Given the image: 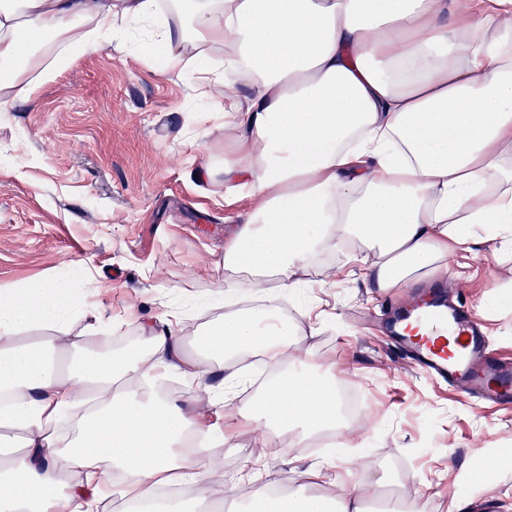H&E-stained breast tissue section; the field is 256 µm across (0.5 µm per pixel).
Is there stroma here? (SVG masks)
Returning <instances> with one entry per match:
<instances>
[{
  "label": "stroma",
  "instance_id": "35a3bbf8",
  "mask_svg": "<svg viewBox=\"0 0 512 512\" xmlns=\"http://www.w3.org/2000/svg\"><path fill=\"white\" fill-rule=\"evenodd\" d=\"M142 31L121 32L106 51H71L56 79L31 102L0 112V290L57 280L67 314L59 343L105 322L136 333L132 312L176 310L195 330L224 278V245L251 207L222 200L194 174V160L224 154L229 133L212 109L223 85L198 97V77L168 72ZM296 292H277L309 335L307 363L333 367L363 400L353 447L268 448L263 428L225 440L231 474L257 466L266 482L302 490L300 472L337 459L416 491L421 512H446L471 498L461 470H478V449H512V411L480 409L466 395L408 366L380 325L393 303L443 287L481 319L494 348L512 359V247L496 242L454 251L446 273L378 294L360 263L326 255L301 274Z\"/></svg>",
  "mask_w": 512,
  "mask_h": 512
}]
</instances>
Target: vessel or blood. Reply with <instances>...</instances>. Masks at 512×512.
<instances>
[{
	"mask_svg": "<svg viewBox=\"0 0 512 512\" xmlns=\"http://www.w3.org/2000/svg\"><path fill=\"white\" fill-rule=\"evenodd\" d=\"M387 330L418 369L460 387L479 404L512 405V363L493 356L488 336L464 308L445 307L427 292L395 309Z\"/></svg>",
	"mask_w": 512,
	"mask_h": 512,
	"instance_id": "b4317fda",
	"label": "vessel or blood"
}]
</instances>
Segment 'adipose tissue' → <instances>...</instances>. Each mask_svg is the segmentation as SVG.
Segmentation results:
<instances>
[{
	"label": "adipose tissue",
	"mask_w": 512,
	"mask_h": 512,
	"mask_svg": "<svg viewBox=\"0 0 512 512\" xmlns=\"http://www.w3.org/2000/svg\"><path fill=\"white\" fill-rule=\"evenodd\" d=\"M512 0H0V112L54 78L46 39L103 50L116 22L162 26L153 44L168 71L198 73L201 99L230 73L224 125L234 135L198 175L252 208L224 246V300L233 310L197 327L196 379L223 364L216 410L262 424L269 447H308L322 433L345 447L333 370L297 354L293 313L270 299L293 290L318 256L347 253L387 292L446 268L454 247L512 241ZM60 284L0 291V512H97L123 477L131 512H182L156 491L210 492L226 430L183 414L158 382L176 372L185 316L142 323L146 344L117 352L79 335L81 358L19 330L58 323ZM261 357L269 377L243 407L240 365ZM86 406L75 437L59 419ZM85 481L70 484L73 470ZM333 492L272 497L260 471L245 512H364L378 478L305 472Z\"/></svg>",
	"instance_id": "1"
}]
</instances>
